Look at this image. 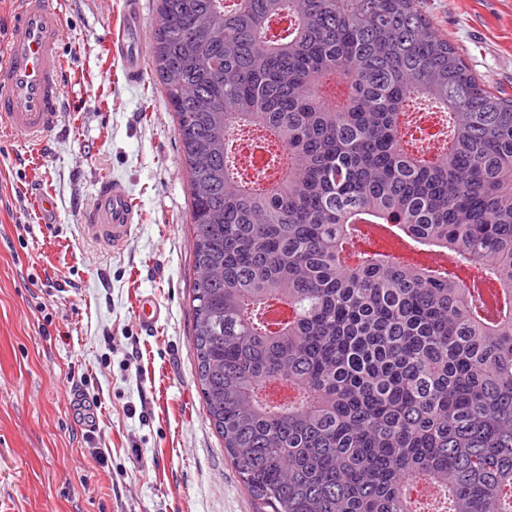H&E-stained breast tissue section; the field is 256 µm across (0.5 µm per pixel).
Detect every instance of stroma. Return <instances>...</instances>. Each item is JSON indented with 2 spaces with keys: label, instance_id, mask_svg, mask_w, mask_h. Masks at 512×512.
I'll list each match as a JSON object with an SVG mask.
<instances>
[{
  "label": "stroma",
  "instance_id": "1",
  "mask_svg": "<svg viewBox=\"0 0 512 512\" xmlns=\"http://www.w3.org/2000/svg\"><path fill=\"white\" fill-rule=\"evenodd\" d=\"M62 2L60 121L34 144L0 134V512H258L203 409L188 175L166 94L106 58L124 0ZM422 7L512 96V0ZM104 177L140 217L118 251L81 229ZM43 193L56 223L41 221ZM146 293L162 308L150 332L135 315Z\"/></svg>",
  "mask_w": 512,
  "mask_h": 512
}]
</instances>
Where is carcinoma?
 Masks as SVG:
<instances>
[{
    "instance_id": "carcinoma-1",
    "label": "carcinoma",
    "mask_w": 512,
    "mask_h": 512,
    "mask_svg": "<svg viewBox=\"0 0 512 512\" xmlns=\"http://www.w3.org/2000/svg\"><path fill=\"white\" fill-rule=\"evenodd\" d=\"M204 409L271 512H512V97L419 0H159ZM447 144L401 128L418 104ZM271 164L243 178L242 128ZM388 224L405 248L371 246Z\"/></svg>"
}]
</instances>
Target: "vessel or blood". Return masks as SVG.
<instances>
[{
  "instance_id": "obj_1",
  "label": "vessel or blood",
  "mask_w": 512,
  "mask_h": 512,
  "mask_svg": "<svg viewBox=\"0 0 512 512\" xmlns=\"http://www.w3.org/2000/svg\"><path fill=\"white\" fill-rule=\"evenodd\" d=\"M142 0H125L123 20L112 30L109 44L120 59L127 82L145 76L143 46L148 31L142 21ZM61 14L52 0H15L9 35L0 44V132L36 139L56 127L61 115L63 62ZM139 225V213L126 187L105 177L99 182L82 227L88 235L112 248H123ZM136 317L144 330L161 318L153 297L139 296Z\"/></svg>"
}]
</instances>
